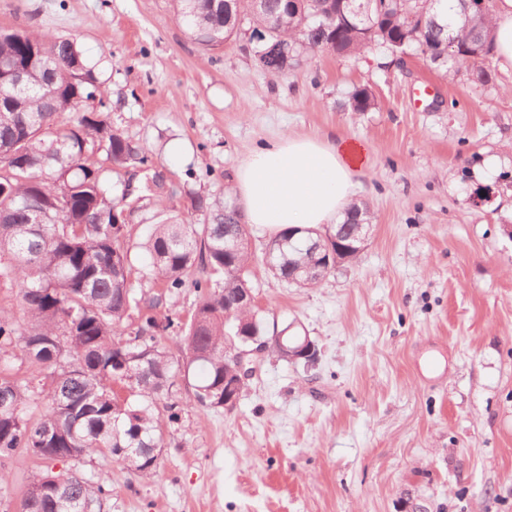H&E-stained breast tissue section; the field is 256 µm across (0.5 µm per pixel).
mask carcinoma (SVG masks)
<instances>
[{"instance_id":"obj_1","label":"carcinoma","mask_w":512,"mask_h":512,"mask_svg":"<svg viewBox=\"0 0 512 512\" xmlns=\"http://www.w3.org/2000/svg\"><path fill=\"white\" fill-rule=\"evenodd\" d=\"M364 14L348 25L337 0H176V20L205 46H220L244 30L263 33L251 44L256 63L285 77L308 56H339L366 50L412 55L449 73L461 66L486 83L493 54L490 8L476 15L462 0H360ZM27 68L16 89L0 74V281L15 288L20 324L0 313V458L21 451L37 463L21 512H102L111 485L92 472L53 471L52 463L90 462L110 455L145 478L157 475L164 423L180 408L159 406L180 380L193 384L200 408L224 407V378L243 336L269 341L257 306L239 303L255 292V256L248 225L229 198L189 196L190 209L207 216L189 224L166 212L182 193L156 171L149 152L112 128L104 115L105 91L93 66L71 38L0 29V64ZM347 106L368 112L375 100L355 88ZM152 228L145 242L156 293L132 283L130 225L149 208ZM323 228L289 229L270 239L274 260L265 268L281 281L298 266L325 268L298 275L295 285L316 288L359 255L308 249ZM239 246L224 252V239ZM196 307L184 319L156 310L185 284L188 273ZM173 331L182 360L163 344ZM45 374L40 389L19 375L21 366ZM46 402L39 417L31 404Z\"/></svg>"}]
</instances>
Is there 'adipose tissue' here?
<instances>
[{"label": "adipose tissue", "instance_id": "adipose-tissue-1", "mask_svg": "<svg viewBox=\"0 0 512 512\" xmlns=\"http://www.w3.org/2000/svg\"><path fill=\"white\" fill-rule=\"evenodd\" d=\"M494 61L512 70V0H494ZM366 149L345 135L287 137L253 153L236 169L230 191L245 223L278 233L343 220L356 201L354 175Z\"/></svg>", "mask_w": 512, "mask_h": 512}]
</instances>
